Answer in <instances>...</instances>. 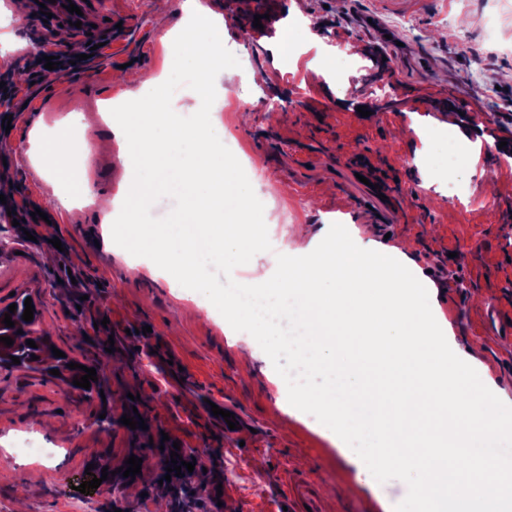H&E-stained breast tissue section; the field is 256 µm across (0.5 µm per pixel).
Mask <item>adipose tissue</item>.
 I'll list each match as a JSON object with an SVG mask.
<instances>
[{"mask_svg":"<svg viewBox=\"0 0 512 512\" xmlns=\"http://www.w3.org/2000/svg\"><path fill=\"white\" fill-rule=\"evenodd\" d=\"M190 14L199 21L184 30L179 64L201 55L218 58L217 44L224 37L222 19L199 10L198 0H187ZM125 122L118 135L137 167L124 173L120 193L103 202L104 210L132 217L127 230L133 243L163 256V263L128 265L132 279L165 277L187 279L194 287L203 281L195 268L197 252L221 258L225 266L242 269L260 248V222L248 218L249 202L224 177L227 162L223 146L199 139L177 125L164 101L126 95ZM166 193L181 194L184 206L171 224H139L135 218L148 200Z\"/></svg>","mask_w":512,"mask_h":512,"instance_id":"adipose-tissue-1","label":"adipose tissue"}]
</instances>
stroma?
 Returning <instances> with one entry per match:
<instances>
[{
  "mask_svg": "<svg viewBox=\"0 0 512 512\" xmlns=\"http://www.w3.org/2000/svg\"><path fill=\"white\" fill-rule=\"evenodd\" d=\"M15 2L0 0V16L17 19L16 27L0 26V42L11 47L0 55V73H12L27 102L0 137V178L12 184L8 201L31 200L50 220L16 226L0 217L10 239L0 249V310L31 298L55 350L41 365H0V512H71L76 486L90 476L101 484L86 496V512H157L161 489L166 512H284L291 471L314 479L337 512H394L406 484L367 480L353 450L340 449L309 415L289 414L286 394L268 380L271 361L241 357L207 301L180 298L162 279L132 281L125 250L99 246L106 234L120 240L125 228L121 215L107 218L100 208L123 172L116 130L124 115L108 122L102 113L117 103L121 66L129 64L139 76L132 92L164 99L200 138L235 146L231 179L240 178L241 162L263 171V179L244 180L264 224L261 248L235 281L271 273L299 224L315 233L344 224L364 249L408 242L437 290L452 350L481 347L489 377L512 395V335L482 320L495 304L512 311V226L499 223L512 203V126L495 125L498 114L512 111V52L477 63L492 50L489 30L512 28V0H482L479 8L472 0H201L224 20V73L206 85L173 63L174 28L189 22L186 0H91L83 25L102 30L119 22L122 37L103 48L96 70L52 75L34 87L26 66L40 5L32 0L20 15ZM260 12L262 28L241 26ZM304 20L310 26L295 38L292 27ZM243 56L249 67L239 66ZM253 69L264 71V81L248 82ZM379 81L391 87V105L376 104ZM271 99L284 111H268ZM365 104L367 117L358 112ZM75 116L87 126L92 152L93 194L78 203L60 193L67 159H44L49 134ZM457 130L481 146L475 167L453 175L464 193L452 202L435 188L451 176L437 148ZM351 151L386 170L407 157L433 172V183L416 178L404 222L364 234L370 217L354 207L336 164ZM58 350L95 369V389L74 388L70 370L50 374ZM214 403L242 415L239 434L225 433L212 417ZM135 406L154 418L137 436L121 422ZM103 414L110 427L100 426ZM159 427L198 452L190 509L178 482L165 481L150 444ZM29 435L54 449L55 473L37 457H14ZM137 450L140 474L118 481L114 470ZM106 469L111 477H103Z\"/></svg>",
  "mask_w": 512,
  "mask_h": 512,
  "instance_id": "stroma-1",
  "label": "stroma"
}]
</instances>
